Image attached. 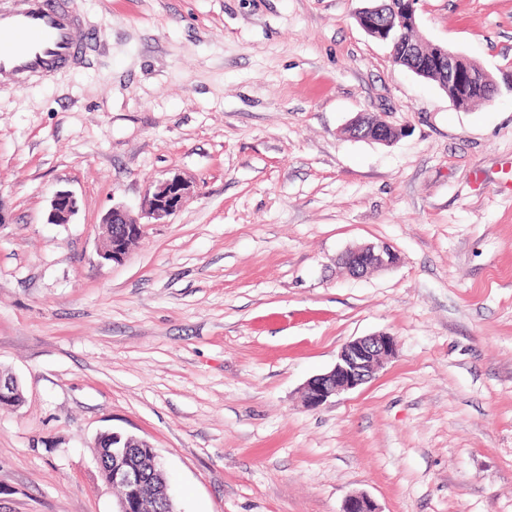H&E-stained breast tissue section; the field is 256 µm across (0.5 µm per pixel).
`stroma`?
<instances>
[{
	"instance_id": "35a3bbf8",
	"label": "stroma",
	"mask_w": 512,
	"mask_h": 512,
	"mask_svg": "<svg viewBox=\"0 0 512 512\" xmlns=\"http://www.w3.org/2000/svg\"><path fill=\"white\" fill-rule=\"evenodd\" d=\"M367 4L76 0L90 63L0 92V371L24 395L0 512H115L106 431L152 444L179 512H512V0H419L418 36L502 87L468 108L393 63ZM360 112L400 136L347 137ZM115 205L143 232L103 265ZM381 242L391 270L336 263ZM382 332L397 358L307 408ZM188 185L178 176L161 182L146 200V213L160 221L175 214L186 203ZM78 211L77 199L66 190L56 191L51 200L48 221L51 224H67ZM398 347L396 337L388 333L363 336L344 344L333 369L310 378L306 383L304 399L307 408H320L333 396L372 380L398 355Z\"/></svg>"
}]
</instances>
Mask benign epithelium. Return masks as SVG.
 I'll use <instances>...</instances> for the list:
<instances>
[{"instance_id": "benign-epithelium-1", "label": "benign epithelium", "mask_w": 512, "mask_h": 512, "mask_svg": "<svg viewBox=\"0 0 512 512\" xmlns=\"http://www.w3.org/2000/svg\"><path fill=\"white\" fill-rule=\"evenodd\" d=\"M419 0H402L395 17L382 22L384 5L364 8L357 15L359 26L369 35L400 46L404 54L424 64L413 69L424 76L429 71L448 68V82L442 85L451 99L468 100L474 92H485L487 101L499 93L495 78L481 66L464 56L439 44H428L424 51L421 43H403L407 29L416 28V4ZM348 134L355 139L389 144L398 136V131L381 118L367 112L358 113L347 124ZM188 185L182 178L174 176L161 182L146 200V213L156 221L175 214L186 203ZM78 211L77 199L66 190L54 193L48 221L51 224H67ZM106 236L98 250L100 263L120 264L133 250L142 235V225L132 221L121 206H114L103 217ZM337 263L354 277L391 269L399 263L397 251L387 243L367 244L349 248L337 257ZM398 355V341L388 333L363 336L347 342L338 353L336 364L327 373L308 380L304 388L307 408L318 409L332 397L354 390L372 380L376 374ZM21 395L18 383L11 378L0 377V405L13 403ZM115 462L102 472L105 481L112 487H120L123 494L118 497L116 512H152L158 498L171 499L167 482L150 481L143 467L132 462V449L123 446L112 453ZM342 512H381L376 501L366 493L349 496Z\"/></svg>"}]
</instances>
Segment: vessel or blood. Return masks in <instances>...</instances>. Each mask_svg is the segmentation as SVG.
I'll use <instances>...</instances> for the list:
<instances>
[{"instance_id": "b4317fda", "label": "vessel or blood", "mask_w": 512, "mask_h": 512, "mask_svg": "<svg viewBox=\"0 0 512 512\" xmlns=\"http://www.w3.org/2000/svg\"><path fill=\"white\" fill-rule=\"evenodd\" d=\"M95 36L75 0H5L0 5V91H18L85 64Z\"/></svg>"}]
</instances>
